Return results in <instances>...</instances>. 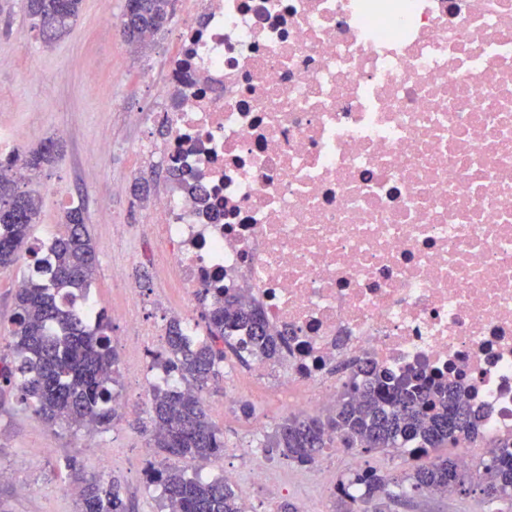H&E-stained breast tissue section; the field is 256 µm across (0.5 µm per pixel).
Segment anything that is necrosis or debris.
Instances as JSON below:
<instances>
[{
	"instance_id": "1",
	"label": "necrosis or debris",
	"mask_w": 512,
	"mask_h": 512,
	"mask_svg": "<svg viewBox=\"0 0 512 512\" xmlns=\"http://www.w3.org/2000/svg\"><path fill=\"white\" fill-rule=\"evenodd\" d=\"M154 85L171 189L147 231L187 335L244 288L309 411L367 367L448 376L512 438V0H192Z\"/></svg>"
}]
</instances>
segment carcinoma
I'll return each mask as SVG.
<instances>
[{
	"mask_svg": "<svg viewBox=\"0 0 512 512\" xmlns=\"http://www.w3.org/2000/svg\"><path fill=\"white\" fill-rule=\"evenodd\" d=\"M83 0H25L37 21L43 44L52 46L69 35ZM171 0H126L123 36L145 45L170 15ZM62 152L49 138L22 150L29 174L53 163ZM19 182L0 175V268L13 266L38 223L41 199L18 190ZM64 232L51 237L46 253H32L33 274L17 291L8 325L1 326L11 366L0 369V386L16 389L21 402L51 426L108 428L117 417L112 406L119 359L112 345L111 321L100 310L95 317L73 308L63 297L90 291L96 272V245L87 229L83 205L65 210ZM207 337L190 338L179 319L170 320L166 356L156 358L176 374L186 389L156 390L151 407L152 447L168 457L208 462L224 452V437L210 421L201 392L224 359L220 343L242 340L237 352L265 359L279 356L283 337L270 333L265 314L245 304L238 292L226 291L207 308ZM481 437L475 412L460 402L448 381L435 376L394 378L371 370L366 383L345 386L329 414L290 416L265 436L263 447L276 448L299 466H311L338 443L365 453L409 449L417 461L401 478L373 466L342 477L336 491L343 512H386L394 500L389 487L446 493L475 482L488 500H512V440L496 444L498 452L480 462L475 474L463 471L457 458L443 452L459 438ZM147 482L161 488L160 512H246L223 476H193L178 468L147 471ZM77 512H129L118 484L92 475L83 479Z\"/></svg>",
	"mask_w": 512,
	"mask_h": 512,
	"instance_id": "obj_1",
	"label": "carcinoma"
}]
</instances>
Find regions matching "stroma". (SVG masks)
<instances>
[{"label": "stroma", "instance_id": "stroma-1", "mask_svg": "<svg viewBox=\"0 0 512 512\" xmlns=\"http://www.w3.org/2000/svg\"><path fill=\"white\" fill-rule=\"evenodd\" d=\"M125 0H112L104 14L102 0H84L73 32L54 47H45L24 0H0V125H21L30 132L29 144L51 137L63 151L56 162L25 182L26 190L42 198L40 221L31 237L60 233L64 203L83 204L88 230L97 245V269L91 290L97 307L111 311L123 299L112 268H126L129 281L139 286L145 323L159 321L166 302L156 268L150 261L152 242L143 226L151 220V205L172 185L167 172L147 168L135 151L142 138L165 139L166 123L153 114V97L144 76L162 80L175 51V31L185 21L186 0H174L173 12L163 28L129 55L118 21ZM37 68L38 83L27 72ZM151 112L148 124L129 122L132 112ZM108 144L107 152L87 156L90 143ZM125 405L114 424L96 439L111 454L109 477L118 482L131 512H158L159 490L148 485L149 467L175 465L186 473L217 476L223 470L241 472L234 489L247 512H305L315 504L318 512H339L335 489L322 479V471L346 476L355 462L402 476L411 460L407 455L374 452L353 460L350 453L323 454L315 466L300 467L271 450H264L268 485L246 479L250 459L244 449L250 440L243 407L252 406L240 395L231 413H223L224 379L211 381L203 392L212 423L224 434V453L209 463L189 459L168 461L143 455L150 435L139 420L147 416L127 379L115 388ZM76 429L49 428L21 403L18 392L0 395V468L10 481L0 482V512H77L78 483L74 472L100 474V462L83 447ZM388 512H512L510 501H488L476 486L448 494L408 493L389 503Z\"/></svg>", "mask_w": 512, "mask_h": 512}]
</instances>
